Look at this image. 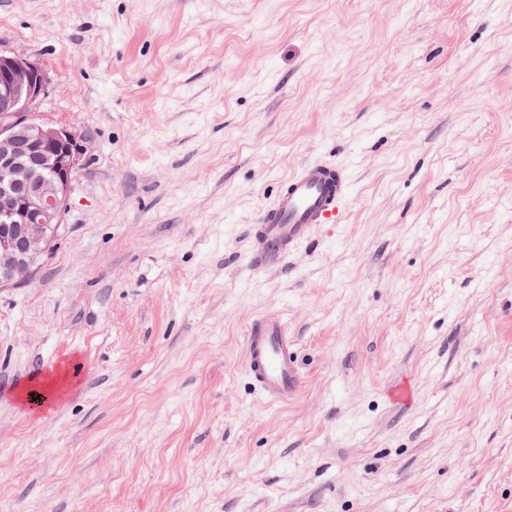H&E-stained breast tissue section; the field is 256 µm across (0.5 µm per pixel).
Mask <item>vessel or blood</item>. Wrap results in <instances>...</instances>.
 <instances>
[{"mask_svg":"<svg viewBox=\"0 0 512 512\" xmlns=\"http://www.w3.org/2000/svg\"><path fill=\"white\" fill-rule=\"evenodd\" d=\"M347 195L342 166L325 160L302 164L258 214L251 229V263L259 269L282 267L307 243L318 225L334 220ZM246 364L262 399L285 403L301 390L293 340L285 323L264 315L253 318L245 336Z\"/></svg>","mask_w":512,"mask_h":512,"instance_id":"1","label":"vessel or blood"}]
</instances>
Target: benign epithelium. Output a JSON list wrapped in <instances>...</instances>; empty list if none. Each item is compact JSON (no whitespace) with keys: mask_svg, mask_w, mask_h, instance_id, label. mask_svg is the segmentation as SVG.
<instances>
[{"mask_svg":"<svg viewBox=\"0 0 512 512\" xmlns=\"http://www.w3.org/2000/svg\"><path fill=\"white\" fill-rule=\"evenodd\" d=\"M49 78L36 61L0 50V291L40 270L63 225L84 138L44 123L37 108Z\"/></svg>","mask_w":512,"mask_h":512,"instance_id":"obj_1","label":"benign epithelium"}]
</instances>
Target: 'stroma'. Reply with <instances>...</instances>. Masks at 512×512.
I'll list each match as a JSON object with an SVG mask.
<instances>
[{
  "instance_id": "stroma-1",
  "label": "stroma",
  "mask_w": 512,
  "mask_h": 512,
  "mask_svg": "<svg viewBox=\"0 0 512 512\" xmlns=\"http://www.w3.org/2000/svg\"><path fill=\"white\" fill-rule=\"evenodd\" d=\"M0 50L91 142L0 292V512H512V0H0ZM315 159L342 214L254 270ZM259 314L296 342L285 405L248 376ZM64 382L65 375L62 370L50 371L36 383L41 389L40 393L35 390L30 391L29 387H23L16 394V399L20 405L26 407L31 413L41 414L49 409L50 400L60 393ZM33 398H37V401H33ZM33 402L41 403L35 406Z\"/></svg>"
}]
</instances>
